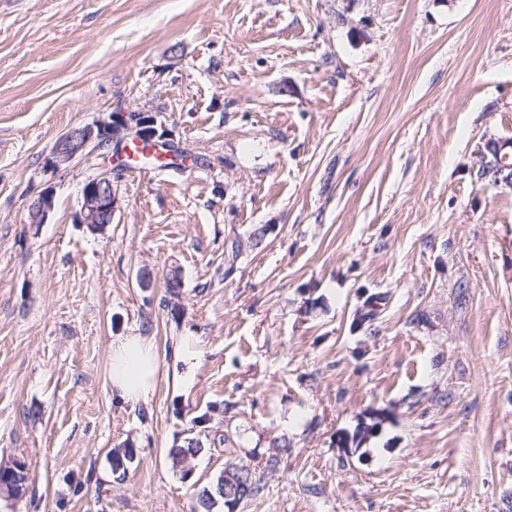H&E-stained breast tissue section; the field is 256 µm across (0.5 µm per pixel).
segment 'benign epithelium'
I'll return each instance as SVG.
<instances>
[{"label":"benign epithelium","instance_id":"1","mask_svg":"<svg viewBox=\"0 0 512 512\" xmlns=\"http://www.w3.org/2000/svg\"><path fill=\"white\" fill-rule=\"evenodd\" d=\"M157 117L146 112H109L92 124L73 127L61 135L45 157V168L57 172L86 159L118 139L133 138L160 144L166 135L156 128ZM118 194L113 186V170L106 169L85 180L76 221L93 231L112 223L118 208ZM52 188L46 187L26 205V223L45 224L54 210Z\"/></svg>","mask_w":512,"mask_h":512}]
</instances>
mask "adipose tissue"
I'll use <instances>...</instances> for the list:
<instances>
[{
  "label": "adipose tissue",
  "mask_w": 512,
  "mask_h": 512,
  "mask_svg": "<svg viewBox=\"0 0 512 512\" xmlns=\"http://www.w3.org/2000/svg\"><path fill=\"white\" fill-rule=\"evenodd\" d=\"M109 379L122 401L134 404L153 394L162 380V362L151 338L136 331L113 341Z\"/></svg>",
  "instance_id": "adipose-tissue-1"
}]
</instances>
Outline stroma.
<instances>
[{
	"instance_id": "stroma-1",
	"label": "stroma",
	"mask_w": 512,
	"mask_h": 512,
	"mask_svg": "<svg viewBox=\"0 0 512 512\" xmlns=\"http://www.w3.org/2000/svg\"><path fill=\"white\" fill-rule=\"evenodd\" d=\"M115 110L189 157L122 171L94 232L79 190L110 155L43 159ZM492 140L512 141V0H0V466L27 468L0 512H199L227 468L261 485L236 512H512ZM134 328L169 371L182 337L200 353L131 406L109 365ZM55 199L51 187H46L33 196L26 205V223L45 224L54 210ZM204 445L202 441L197 437L187 438L185 444L180 446L179 448H173L171 451V458L173 464L177 467L180 466L183 468V475H188V471L184 469L185 463L192 459L194 456H197L204 449Z\"/></svg>"
}]
</instances>
